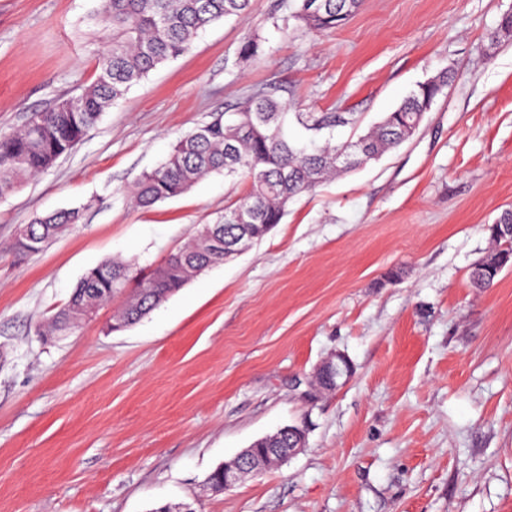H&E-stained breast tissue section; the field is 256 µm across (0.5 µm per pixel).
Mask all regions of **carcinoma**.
Wrapping results in <instances>:
<instances>
[{"label": "carcinoma", "instance_id": "cac0c4a2", "mask_svg": "<svg viewBox=\"0 0 512 512\" xmlns=\"http://www.w3.org/2000/svg\"><path fill=\"white\" fill-rule=\"evenodd\" d=\"M360 4L361 0H296L290 18L297 27L326 31L345 24ZM250 5L251 0H101L93 23L106 39L107 49L99 58L96 79L76 94L79 108L62 105L32 112L22 129L0 134V198L74 150L116 100L158 65L187 52L199 31L247 13ZM447 86L446 72L417 85L370 131L338 143L330 136L321 144L313 139L289 140L285 103L277 96L278 87L271 84L256 91L238 111L217 114L181 136L162 163L142 173L131 196L136 206L149 208L187 192L213 173L241 179L245 192L224 208L215 223L198 227L187 246L171 253L148 274L130 262L114 259L88 270L42 333L59 335L79 326L83 323L80 309L89 291L110 301L131 281L136 282V292L113 320L128 326L136 323L196 274L237 255L224 247L235 246L239 238L238 213L253 214L249 242L262 240L281 222L291 200L330 177L354 170L339 163V156L353 145L361 152L358 166L400 146L406 124L419 121L420 111ZM296 121L316 133L349 123L345 114L335 112H298ZM81 221L78 209L36 216L19 231L11 250L17 255L35 253ZM511 226L512 209L504 210L489 226L494 248L486 257L488 266L472 269L474 287H492L502 270L512 266V248L503 247L512 238L508 234Z\"/></svg>", "mask_w": 512, "mask_h": 512}]
</instances>
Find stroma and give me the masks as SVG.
<instances>
[{"label": "stroma", "instance_id": "stroma-1", "mask_svg": "<svg viewBox=\"0 0 512 512\" xmlns=\"http://www.w3.org/2000/svg\"><path fill=\"white\" fill-rule=\"evenodd\" d=\"M98 4L0 0V132L95 80ZM292 9L252 0L200 31L0 199V512H512V267L470 284L512 208V0H363L336 31L281 34ZM444 71L409 140L295 198L263 240L136 324L108 331L107 306L39 336L88 269L152 270L242 194L213 174L148 210L129 197L213 113L273 83L287 112L348 113L341 142ZM69 208L76 228L11 251L20 226ZM339 354L350 376L317 389ZM288 424L307 430L294 457L206 486Z\"/></svg>", "mask_w": 512, "mask_h": 512}]
</instances>
